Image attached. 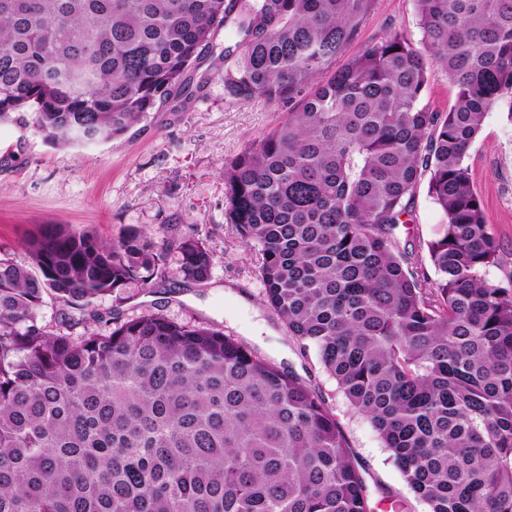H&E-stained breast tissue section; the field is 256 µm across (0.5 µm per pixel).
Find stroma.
<instances>
[{
    "mask_svg": "<svg viewBox=\"0 0 512 512\" xmlns=\"http://www.w3.org/2000/svg\"><path fill=\"white\" fill-rule=\"evenodd\" d=\"M420 44L414 0H372L358 40L346 50L390 33ZM218 32L186 79L191 97L169 101L109 142L75 147L51 144L33 112L15 113L0 123V257L21 261L27 240L41 229L66 224L112 241L129 226L142 230L166 254V276L99 297L87 318L89 328L106 333L117 321L160 314L178 323L219 329L262 356L294 370L318 391L346 434L369 482L389 497L373 500V512H393L392 500L407 512H427L403 482L391 454L371 423L356 413L314 350L301 348L284 324L261 301L257 245H244L224 219L225 163L282 121L287 109L262 101L239 102L224 89L221 53L232 44ZM466 163L488 224L501 245L493 280L512 275V122L503 111L488 113ZM414 221L400 225L418 263L428 264L427 244L442 216L420 184L413 200ZM195 233L214 258L209 278L184 282L177 246Z\"/></svg>",
    "mask_w": 512,
    "mask_h": 512,
    "instance_id": "1",
    "label": "stroma"
}]
</instances>
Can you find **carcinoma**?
<instances>
[{
	"instance_id": "obj_1",
	"label": "carcinoma",
	"mask_w": 512,
	"mask_h": 512,
	"mask_svg": "<svg viewBox=\"0 0 512 512\" xmlns=\"http://www.w3.org/2000/svg\"><path fill=\"white\" fill-rule=\"evenodd\" d=\"M371 0H0V122L31 109L53 144L112 140L173 91L216 32L224 89L286 105L224 165V217L256 244L263 303L316 350L429 512H512V275L467 152L512 122V0H415L337 70ZM458 93L422 103L428 70ZM443 216L431 279L396 230L422 177ZM186 282L213 255L178 245ZM0 258V512H372L373 490L322 398L206 326L144 315L107 333L102 295L165 276L136 227L104 242L55 226ZM50 295L70 309L42 324Z\"/></svg>"
}]
</instances>
